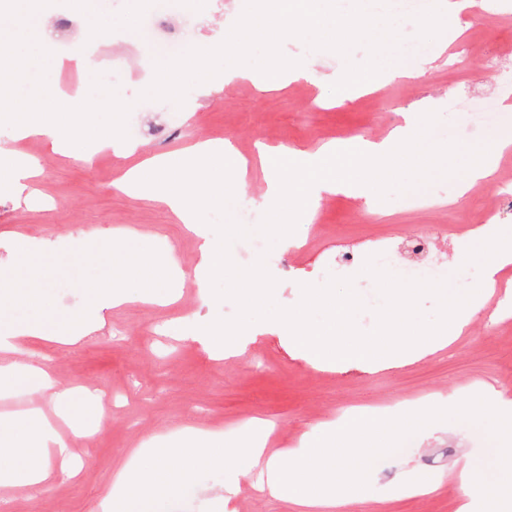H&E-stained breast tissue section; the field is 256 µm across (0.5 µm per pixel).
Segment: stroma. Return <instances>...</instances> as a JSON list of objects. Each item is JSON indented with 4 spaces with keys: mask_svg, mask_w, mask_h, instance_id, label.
<instances>
[{
    "mask_svg": "<svg viewBox=\"0 0 512 512\" xmlns=\"http://www.w3.org/2000/svg\"><path fill=\"white\" fill-rule=\"evenodd\" d=\"M424 2V10L399 20L398 31L404 45L415 48L414 64L427 68L425 78L396 79L322 107L315 105L319 90L310 83L294 81L262 92L252 81L241 79L212 88L190 116L165 101L139 98L148 86L146 57L159 51L143 25L148 0H85L84 22L78 29L49 25L42 15H35L32 26L39 41L56 46L88 44L95 62L89 71L78 63L51 60L49 85L87 90L93 74L113 67L109 86L133 103L128 141L136 151L122 158L103 150L82 165L56 153L41 138L17 141L10 129L0 127V144L15 145L38 162L43 174L35 186L52 198L48 204L36 200L24 206L0 197V277L10 281L14 291L24 292L33 273H40L50 314L63 319L83 304V281L106 271L98 241L110 239L113 228L124 225L161 238L172 247L181 267L193 271L199 262L194 238L164 207L127 196L113 186L126 168L155 153L204 140L230 141L248 162L240 191L253 202L266 189L256 153L260 142L310 151L326 142L359 136L378 139L399 123L401 112L432 100L439 114L436 141L481 144L489 142L491 133L512 127V53L505 50L512 44V0H491L490 9L471 17L464 33L449 45L444 39L456 27V19L444 17L426 25L425 10L435 0ZM244 3L184 0L170 22L177 25L184 17H193L194 36L199 39L219 32L230 6ZM116 22L129 29V36L104 40L101 30ZM462 97L495 105L490 134L481 133L478 114L449 110V100ZM506 179L512 180V152L498 157L494 181L474 185L454 205L447 199L460 183L456 177L430 184V192L441 203L426 210L415 209V199L408 193L378 202L373 215L366 213L361 200L324 196L318 230L303 224L296 229L303 248L290 262L299 268V279H289L275 261L267 263L277 279L276 302L293 306L302 285L325 284L336 272L338 243L361 246L385 238L399 246L389 266L395 274H402L409 263L436 262L440 278L448 279L451 287H470L474 270L455 265V242L471 226L485 223L483 204ZM21 225L27 226L30 239L26 251L18 253L12 232ZM425 228L431 231L432 248L418 256L409 250L407 237ZM81 238L89 247L75 267L66 255L70 241ZM236 311L229 300L202 305L189 282L176 304H131L109 311L101 329L76 343L27 344L24 360L36 354L50 356L63 386L100 394L110 415L92 438H69L81 466L76 477L55 476L31 497H5L0 512H102L112 472L129 450L185 424L229 434L237 432L242 421L261 418L274 425L272 447L294 448L315 426L358 406L384 407L444 391L463 397L476 385L512 397V318L492 325L486 316H478L467 334L446 350L373 374L341 364L310 366L294 358L288 340L262 322L254 325L255 340L247 355L237 359H214L199 344L178 337L180 318L196 314L229 319ZM490 448L482 430L466 419L449 416L436 439L426 444L412 440L410 448L376 460L375 478L363 490V504L345 512H456L461 494L457 468L486 463ZM413 472L439 477L436 490L423 496L390 497V484ZM223 482L221 470L200 469L195 485L182 493L180 512H223L212 495Z\"/></svg>",
    "mask_w": 512,
    "mask_h": 512,
    "instance_id": "stroma-1",
    "label": "stroma"
}]
</instances>
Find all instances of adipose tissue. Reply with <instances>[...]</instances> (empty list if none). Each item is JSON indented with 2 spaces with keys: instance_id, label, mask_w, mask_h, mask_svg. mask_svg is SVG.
<instances>
[{
  "instance_id": "adipose-tissue-1",
  "label": "adipose tissue",
  "mask_w": 512,
  "mask_h": 512,
  "mask_svg": "<svg viewBox=\"0 0 512 512\" xmlns=\"http://www.w3.org/2000/svg\"><path fill=\"white\" fill-rule=\"evenodd\" d=\"M512 150V128L502 129L492 150L473 152L466 166L468 184L492 179L496 157ZM35 163L9 146H0V196L27 200ZM246 167L235 159L233 146L200 141L185 149L158 154L129 167L118 181L130 196L164 204L176 223L196 239L200 260L186 276L170 245L143 238L128 243L129 232L116 228L119 241L106 273L84 285L87 302L65 318L54 332L61 342L82 338L102 322L106 311L136 300L150 306L175 302L186 280L198 297L209 302V279L224 273V247L210 235L203 216L212 206H232L239 197ZM14 307L39 310L42 291L15 294L0 281V396L24 392L33 403L18 414L0 415V488H30L44 482L52 469L71 471L73 454L46 418L42 402L78 407L73 390L59 389L49 364L21 360L24 342L37 339V329L11 322ZM493 414L490 434L496 444L489 470L464 466L457 478L462 496L457 512H512V398L472 388L466 399H426L403 403L381 413L349 412L317 426L300 445L285 450L269 447L271 429L260 419L242 424L234 434L186 425L155 437L146 448L131 449L112 474V493L104 512H147L152 503L176 504L181 488L193 484L199 469L224 472V512L243 485L259 483L275 497L295 504L299 512H342L359 504L376 458L409 436L428 440L459 415L476 421Z\"/></svg>"
}]
</instances>
